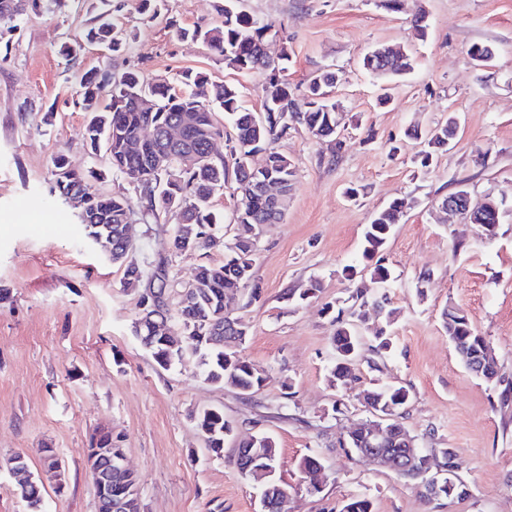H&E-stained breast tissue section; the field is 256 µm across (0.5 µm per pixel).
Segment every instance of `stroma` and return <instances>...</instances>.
<instances>
[{
	"instance_id": "1",
	"label": "stroma",
	"mask_w": 512,
	"mask_h": 512,
	"mask_svg": "<svg viewBox=\"0 0 512 512\" xmlns=\"http://www.w3.org/2000/svg\"><path fill=\"white\" fill-rule=\"evenodd\" d=\"M219 6L157 0L152 20L140 0H42L0 35V512H28L10 470L18 453L44 480L43 512H97L86 456L102 430L138 476L140 512H257L233 456L237 437L259 430L276 439L291 512H341L357 496L372 512H512V406H500L493 384L464 367L441 318L445 308L461 309L512 381V0H237L238 11L285 27L286 37L268 45L288 53L284 77L297 105L315 72L341 76L333 91L340 141L299 126L277 144L295 165L294 192L284 220L264 225L257 239L261 302L245 293L234 311L249 326L244 355L266 374L250 397L204 382L198 355L165 369L155 363L134 333L138 295L124 287L123 267L92 248L77 211L49 194L61 155L73 169L100 171L99 191L140 198L83 139L76 90L86 72L137 69L175 86L183 71L202 72L235 84L243 103L261 110L266 74L229 70L202 41L173 34L176 25L221 24ZM104 9L120 51L88 45L63 55L62 44ZM419 15L427 28L416 38L410 22ZM475 43L493 48L487 66L470 59ZM397 44L412 53L410 74L379 78L364 68L367 53ZM452 115L449 149L420 168V135ZM462 185L472 204L504 201L494 239L438 215L442 197ZM397 198L408 208L376 261L364 260L366 225ZM175 227L163 212L135 220L133 245L136 257L166 258L179 289L198 264L223 263L235 230L227 221L207 253L177 254ZM378 262L391 272L387 283L372 276ZM314 281L322 285L315 298L294 300ZM356 292L367 306L345 390L329 381L334 319L349 318ZM383 293L395 311L389 323L373 306ZM379 328L390 342L380 353ZM372 386L410 390L404 425L419 447L454 450L467 498L424 503L414 485L345 447L371 418L358 394ZM210 407L235 426L220 456L192 419ZM45 448L61 461L62 481L46 478ZM307 456L323 466L315 495L299 469Z\"/></svg>"
}]
</instances>
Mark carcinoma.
<instances>
[{
	"label": "carcinoma",
	"instance_id": "1",
	"mask_svg": "<svg viewBox=\"0 0 512 512\" xmlns=\"http://www.w3.org/2000/svg\"><path fill=\"white\" fill-rule=\"evenodd\" d=\"M29 0H0V35L3 27L11 24L26 9ZM233 0H226L221 12L224 24L218 27H196L192 30L177 28L181 38H200L214 53L224 57L225 65L235 71H262L268 80L264 88V104L272 111L260 121L257 114L245 107L238 88L226 82L212 81L200 72L182 74V84L188 91L178 93L166 83H149L139 70H129L116 78L107 73H87L79 81L77 94L82 101L87 122L83 138L94 152L104 151L112 165V172L122 175L140 188L144 199L141 216L146 219L159 212L171 213L176 224H191L195 233L191 237L175 229L173 248L178 252L206 249L214 237V231L224 223L223 217L211 209L215 192L224 188L229 174H234L236 188L259 185L267 180H276L282 187L283 200L292 195L295 184V167L292 160L276 150L275 143L288 135L293 125L299 124L317 138H336V103L321 98L323 91L333 88L340 81L336 71H320L309 78L307 92L308 108H297L288 82L277 78L285 70L284 60L273 62L265 51V34L272 25L261 24L232 8ZM84 38L120 49L112 38V24L101 21L91 27ZM364 67L384 77L402 76L413 69V57L407 50L397 53L381 46L367 54ZM149 94L155 100L154 108L143 109L139 99ZM221 109L235 131L230 140L229 152L233 169H228L224 159H215L207 153L210 140L220 135L213 119L215 109ZM191 117L187 136L180 144L167 138L168 129ZM152 129L154 137L145 138L146 129ZM456 126L449 119L445 124L430 131L427 149L420 153V165H430L433 156L448 149ZM267 152V164L262 169L247 165V156L255 151ZM164 155L168 169L158 171L152 165L153 158ZM55 168L51 193L69 201L71 194L81 191L86 202L80 208L79 219L84 237L93 239L112 250L111 261L124 266L123 284L153 282V296L139 297L138 304L147 314L137 315L135 334L149 336L153 333L152 322L174 319L179 323V336L198 338V347L193 352L200 355L203 370L201 378L211 384L227 385L239 392L252 395L265 381V371L244 357L239 351L224 350L225 325L238 321L229 308V300L241 291L238 273L252 275L255 262L256 238L254 229L260 224H275L284 213L276 212L268 198L259 190L248 195L239 194L240 208L234 210L232 221L236 226L231 243L224 244V252L230 257L222 265L201 264L191 275L188 287L178 294L177 308L171 309L170 276L165 259L140 261L131 251L122 248V235L128 218L134 215L131 198L107 195L92 184L94 172L87 174L69 167L61 156L53 160ZM405 201L396 199L379 210L366 226L362 257L372 259L387 243L392 228L400 220ZM444 327L457 355L468 371L483 352L486 339L472 326L468 316L460 309L450 307L442 312ZM336 333L333 344L336 364L332 370L333 381L348 384L351 379L353 361L346 356L351 346L358 345L351 324L335 318ZM486 382L495 384L499 390V401L503 405L512 402V381L498 376L496 365H491L490 378ZM365 403L371 409L392 408L399 417H404L409 394L403 386L378 387L363 391ZM194 419L204 437L208 450L215 454L224 451V438L234 431L232 423L224 417V410L209 408L198 412ZM110 434L103 433L92 439L90 447L101 449L105 455L96 471L92 472L94 483L102 481L124 482L128 494L120 505L98 498V512H139L138 478L123 472L117 476L108 466L106 456L123 452L117 444L107 446L103 441ZM437 453L445 460L451 473L452 484L441 483L438 492L424 496L431 503L442 498L463 499L469 496L468 487L455 474V455L450 448H440ZM258 455L279 460L275 439L263 432L239 443L235 453V465L241 471ZM20 494L30 512H41L42 496L38 482L24 480Z\"/></svg>",
	"mask_w": 512,
	"mask_h": 512
}]
</instances>
